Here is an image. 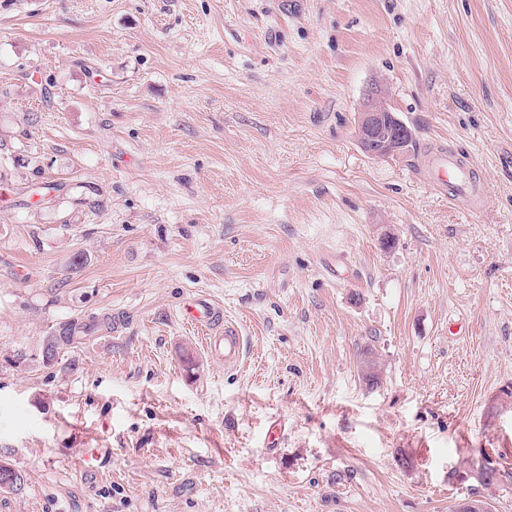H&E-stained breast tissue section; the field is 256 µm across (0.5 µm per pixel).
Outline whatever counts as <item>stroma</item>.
I'll return each instance as SVG.
<instances>
[{
	"label": "stroma",
	"instance_id": "1",
	"mask_svg": "<svg viewBox=\"0 0 512 512\" xmlns=\"http://www.w3.org/2000/svg\"><path fill=\"white\" fill-rule=\"evenodd\" d=\"M377 82L406 155L357 143ZM1 188L0 512H450L484 459L512 512V0H0ZM426 170L433 184L448 189L451 197L462 202L468 210L474 212L482 208V197L476 186L478 170L469 158L433 152L428 157ZM184 321L202 334L207 355L224 367L238 366L243 358V341L237 329L224 323L223 309L206 297H190L182 306ZM374 347L370 344L361 349V379L368 386H374L379 383L378 362ZM0 456V490L1 492L19 493L25 486L24 476L20 471L16 470L10 463L9 459ZM18 485L21 488L17 487Z\"/></svg>",
	"mask_w": 512,
	"mask_h": 512
}]
</instances>
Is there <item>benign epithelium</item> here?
Here are the masks:
<instances>
[{"instance_id": "obj_1", "label": "benign epithelium", "mask_w": 512, "mask_h": 512, "mask_svg": "<svg viewBox=\"0 0 512 512\" xmlns=\"http://www.w3.org/2000/svg\"><path fill=\"white\" fill-rule=\"evenodd\" d=\"M410 134L391 110L387 90L380 84L372 86L357 120L356 137L361 150L373 159L398 156L405 152Z\"/></svg>"}]
</instances>
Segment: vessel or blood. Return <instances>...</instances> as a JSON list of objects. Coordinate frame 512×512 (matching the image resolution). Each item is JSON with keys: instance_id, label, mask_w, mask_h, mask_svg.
<instances>
[{"instance_id": "1", "label": "vessel or blood", "mask_w": 512, "mask_h": 512, "mask_svg": "<svg viewBox=\"0 0 512 512\" xmlns=\"http://www.w3.org/2000/svg\"><path fill=\"white\" fill-rule=\"evenodd\" d=\"M426 170L433 183L448 190L470 211L480 210L482 197L476 186L478 170L465 157L439 152L430 154ZM184 321L196 329L207 355L225 366H238L243 358V341L234 326L225 324L222 308L205 297L188 298L182 306Z\"/></svg>"}]
</instances>
